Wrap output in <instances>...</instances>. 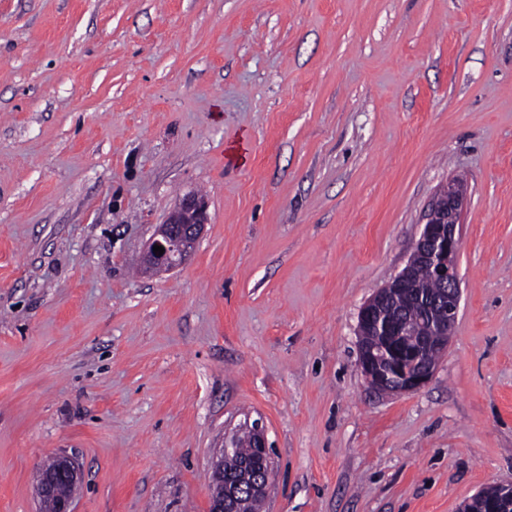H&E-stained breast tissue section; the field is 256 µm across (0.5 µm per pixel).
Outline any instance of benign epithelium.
<instances>
[{"mask_svg": "<svg viewBox=\"0 0 512 512\" xmlns=\"http://www.w3.org/2000/svg\"><path fill=\"white\" fill-rule=\"evenodd\" d=\"M467 204L462 187L439 194L426 215L407 266L361 308L358 364L370 387L392 394L414 392L429 381L439 359L447 352L448 336L456 323L461 301L456 263L461 238L457 227ZM207 210L205 197L196 193L183 195L148 243L143 256L145 271H169L183 265L205 230ZM155 245L164 247L162 255L155 254ZM416 265L427 270L440 292L419 298L429 334L411 347L391 316L390 307L398 301L403 289L413 287L410 271ZM366 336L374 340L367 342ZM250 431L256 455L241 463L234 475L224 477V457L231 453V448L223 443L216 449L209 512H247L246 499L255 494L267 495L273 464L266 433L257 421ZM79 480L76 460L59 454L51 466L39 469L37 496L41 501L55 498L56 512H72L73 493ZM60 484L68 487V493L57 497L55 491ZM462 512H512V485L497 484L481 489L464 504Z\"/></svg>", "mask_w": 512, "mask_h": 512, "instance_id": "7a95c632", "label": "benign epithelium"}]
</instances>
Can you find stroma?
<instances>
[{"label": "stroma", "instance_id": "obj_1", "mask_svg": "<svg viewBox=\"0 0 512 512\" xmlns=\"http://www.w3.org/2000/svg\"><path fill=\"white\" fill-rule=\"evenodd\" d=\"M464 185L429 382L370 389L358 315ZM206 197L190 260L141 257ZM265 428L263 512H461L512 483V0H0V512H208ZM79 480V465L73 457L68 455H55L51 466H42L37 474L36 493L39 500L42 501L44 510L47 512H55L54 509L56 512H72L73 493ZM60 484H65L68 487V493L65 496L55 497L54 501V498L50 497L55 496L56 488Z\"/></svg>", "mask_w": 512, "mask_h": 512}]
</instances>
